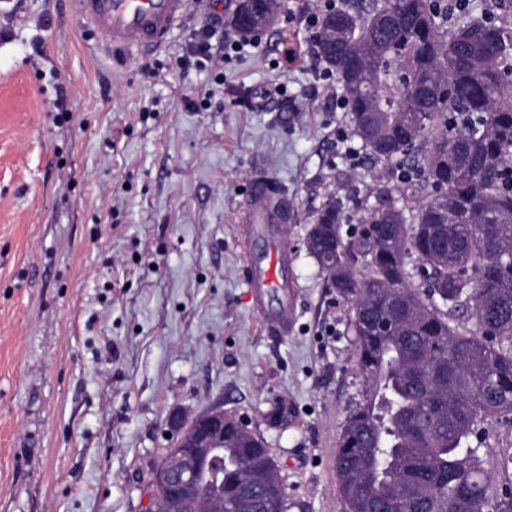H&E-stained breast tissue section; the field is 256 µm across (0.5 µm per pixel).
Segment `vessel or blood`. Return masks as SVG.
<instances>
[{"label":"vessel or blood","mask_w":512,"mask_h":512,"mask_svg":"<svg viewBox=\"0 0 512 512\" xmlns=\"http://www.w3.org/2000/svg\"><path fill=\"white\" fill-rule=\"evenodd\" d=\"M80 15L115 49L148 55L169 39L188 0H75ZM286 190L256 167L241 208L244 278L252 311L266 331L287 335L296 319L298 284L290 274L293 253L280 236L288 221Z\"/></svg>","instance_id":"1"}]
</instances>
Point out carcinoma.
I'll return each instance as SVG.
<instances>
[{
	"instance_id": "cac0c4a2",
	"label": "carcinoma",
	"mask_w": 512,
	"mask_h": 512,
	"mask_svg": "<svg viewBox=\"0 0 512 512\" xmlns=\"http://www.w3.org/2000/svg\"><path fill=\"white\" fill-rule=\"evenodd\" d=\"M315 49L336 76L351 132L375 161L435 194L380 236H345V210L320 209L308 253L361 263L336 292L349 305L361 400L346 417L335 469L349 512H512L492 492L482 452L488 417L512 425V32L481 17L448 24L447 0H347L325 10ZM430 288L410 287L409 259ZM474 319L475 329L461 323ZM188 497L160 512H285L271 449L249 431L215 441Z\"/></svg>"
}]
</instances>
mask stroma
<instances>
[{"mask_svg": "<svg viewBox=\"0 0 512 512\" xmlns=\"http://www.w3.org/2000/svg\"><path fill=\"white\" fill-rule=\"evenodd\" d=\"M189 2L143 57L110 49L72 0H0V512H149L170 415L218 404L271 448L288 512H349L333 460L363 380L349 308L304 241L328 194L353 228L358 201L408 195L318 65L309 20L327 0H283L252 44L227 30L205 57ZM259 165L292 205L285 336L244 282Z\"/></svg>", "mask_w": 512, "mask_h": 512, "instance_id": "1", "label": "stroma"}]
</instances>
